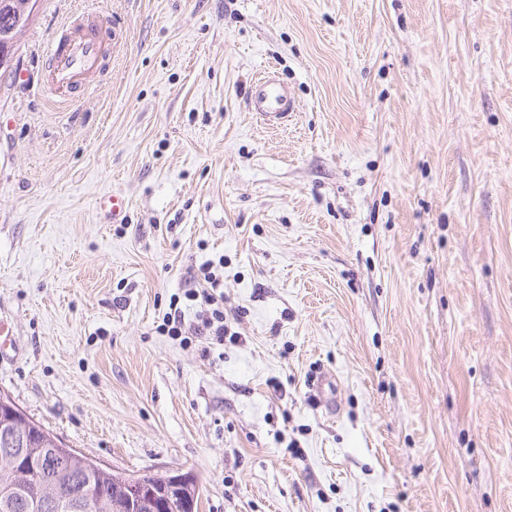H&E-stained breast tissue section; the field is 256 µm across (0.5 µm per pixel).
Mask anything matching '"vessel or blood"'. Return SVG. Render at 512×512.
I'll list each match as a JSON object with an SVG mask.
<instances>
[{
  "instance_id": "vessel-or-blood-1",
  "label": "vessel or blood",
  "mask_w": 512,
  "mask_h": 512,
  "mask_svg": "<svg viewBox=\"0 0 512 512\" xmlns=\"http://www.w3.org/2000/svg\"><path fill=\"white\" fill-rule=\"evenodd\" d=\"M104 54L102 21L89 18L68 27L48 49L47 87L58 99H65L68 91L90 82ZM248 109L261 121L273 124L286 121L294 112L295 103L287 86L267 75L252 82Z\"/></svg>"
}]
</instances>
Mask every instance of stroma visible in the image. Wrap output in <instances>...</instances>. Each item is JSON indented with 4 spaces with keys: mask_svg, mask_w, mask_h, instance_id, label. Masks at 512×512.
Segmentation results:
<instances>
[{
    "mask_svg": "<svg viewBox=\"0 0 512 512\" xmlns=\"http://www.w3.org/2000/svg\"><path fill=\"white\" fill-rule=\"evenodd\" d=\"M91 11L121 30L66 104L45 50ZM15 68L1 393L112 471H193L199 512H512V0H37ZM218 258L241 339L205 357L158 326ZM248 110L264 123H281L292 115L295 103L288 87L275 76L267 75L252 82Z\"/></svg>",
    "mask_w": 512,
    "mask_h": 512,
    "instance_id": "obj_1",
    "label": "stroma"
}]
</instances>
